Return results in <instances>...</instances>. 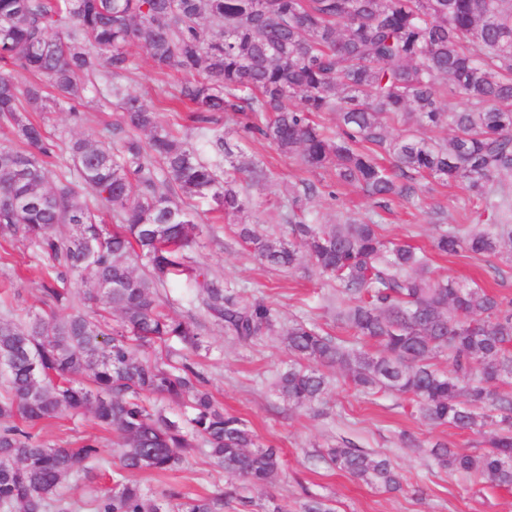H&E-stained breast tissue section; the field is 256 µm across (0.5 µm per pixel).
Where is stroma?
Wrapping results in <instances>:
<instances>
[{"label": "stroma", "mask_w": 512, "mask_h": 512, "mask_svg": "<svg viewBox=\"0 0 512 512\" xmlns=\"http://www.w3.org/2000/svg\"><path fill=\"white\" fill-rule=\"evenodd\" d=\"M128 52L134 66L125 84L132 93L153 99L159 87L171 88L181 81L180 73L155 69L138 47L129 46ZM84 111L86 119L80 124L74 123L67 109L47 112L46 123L54 140L96 135L117 117L113 105L95 98L85 104ZM224 141L232 153L242 152L264 161L273 176L254 184L253 204L238 217L213 219L206 203H197L207 227L191 246V257L245 297L272 305L281 324L310 317L330 334L344 336L335 308L327 304L335 297V288L308 277L302 269L263 267L236 236L241 224H254L271 234L282 232L277 212L288 187L305 178L304 169L264 139L242 140L235 118L224 121ZM311 209L329 224L346 217L377 220L387 238L423 248L429 247L440 228L484 221L475 213L464 189L431 178L419 181L415 195L392 198L383 207L359 190L341 188L336 196L316 198ZM47 265L36 247L0 245V308L11 307L20 316L49 314L40 287ZM434 266L441 275L478 280L497 295L512 299V266L500 258L462 251L435 258ZM205 325L208 346L189 352L190 361L205 375L225 412L246 420L262 446L278 450L281 471L271 484L252 488L228 480L199 453L180 470L166 475L138 474L140 486L153 496H162L171 486L193 495L220 493L226 501L224 512H273L278 506L286 512H301L310 495L328 499L335 512H512V489L492 488L472 477L442 470L428 454L438 442L452 448L470 447L480 442V434L450 425L426 424L407 399L388 393L366 395L343 384L331 387L312 408L290 407L271 387L274 374L288 362V352L279 339L242 342L225 335L218 321L209 318ZM86 438L99 444L103 467L94 479L76 473L66 480V487L78 501L110 484L118 467L116 432L103 430L91 414L85 413L46 422L37 436L42 444L63 447ZM346 442L387 457L399 474L400 490L390 492L336 469L325 453ZM243 496L249 498V506H241Z\"/></svg>", "instance_id": "obj_1"}]
</instances>
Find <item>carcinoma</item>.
Returning <instances> with one entry per match:
<instances>
[{"instance_id":"carcinoma-1","label":"carcinoma","mask_w":512,"mask_h":512,"mask_svg":"<svg viewBox=\"0 0 512 512\" xmlns=\"http://www.w3.org/2000/svg\"><path fill=\"white\" fill-rule=\"evenodd\" d=\"M131 43L157 69L184 74L164 97L193 107L198 141L122 88ZM0 62L9 66L0 71V125L19 143L0 146V235L51 259L43 292L63 310L0 318V512H74L64 481L93 473L101 449L47 446L34 430L80 411L119 435L112 487L89 498V512H224L222 493L171 487L162 504L131 479L174 471L196 453L251 487L278 475L277 450L224 414L203 373L171 345L198 350L206 337L197 322L167 312L160 292L177 281L241 341L277 332L270 304L242 297L188 255L203 227L186 201L236 214L251 204L237 174L268 177L258 160L221 173L202 159L206 146L228 154L216 129L224 112L244 116V135L308 172L334 171L336 184L380 205L414 193L416 175L462 184L495 223L442 229L432 251L512 263V224L492 191L512 180V0H0ZM20 75L32 81L21 85ZM91 76L118 118L97 137L71 138L65 164L54 165L56 142L26 113L51 101L82 122L77 104ZM441 80L463 95V108L444 110ZM317 112L336 113V128L314 122ZM443 125L448 139L422 135ZM321 187L307 178L285 199L283 234L249 224L238 232L262 264L310 262L313 276L336 288V319L355 337L347 343L312 320L292 322L277 395L310 407L332 368L362 392L408 397L432 425L487 429L481 448L433 445L440 468L512 488V395L496 391L512 380V299L439 275L429 252L392 242L372 220L320 223L308 203ZM69 277L116 323L75 306L76 293L56 286ZM368 341L381 351L364 350ZM158 344L165 354L150 352ZM162 402L182 406L185 423ZM327 456L357 479L399 487L385 457L349 445Z\"/></svg>"}]
</instances>
